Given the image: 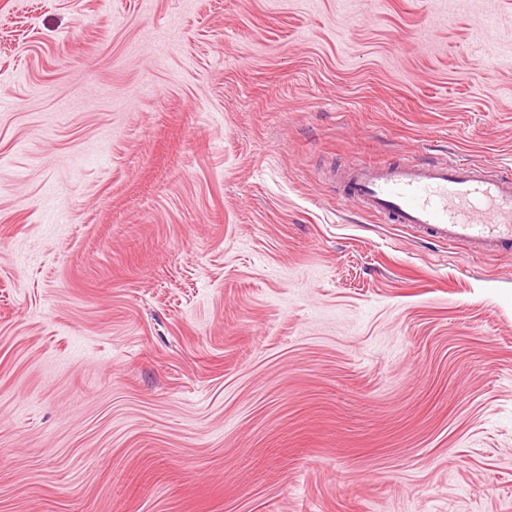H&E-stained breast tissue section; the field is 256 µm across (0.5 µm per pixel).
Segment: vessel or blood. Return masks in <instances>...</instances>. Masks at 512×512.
I'll return each instance as SVG.
<instances>
[{"instance_id": "obj_1", "label": "vessel or blood", "mask_w": 512, "mask_h": 512, "mask_svg": "<svg viewBox=\"0 0 512 512\" xmlns=\"http://www.w3.org/2000/svg\"><path fill=\"white\" fill-rule=\"evenodd\" d=\"M341 181L343 202L433 241L489 257L512 249L511 167L404 158L350 165Z\"/></svg>"}]
</instances>
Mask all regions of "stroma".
I'll return each instance as SVG.
<instances>
[{
    "mask_svg": "<svg viewBox=\"0 0 512 512\" xmlns=\"http://www.w3.org/2000/svg\"><path fill=\"white\" fill-rule=\"evenodd\" d=\"M512 167V0H0V512H512V253L331 171Z\"/></svg>",
    "mask_w": 512,
    "mask_h": 512,
    "instance_id": "stroma-1",
    "label": "stroma"
}]
</instances>
